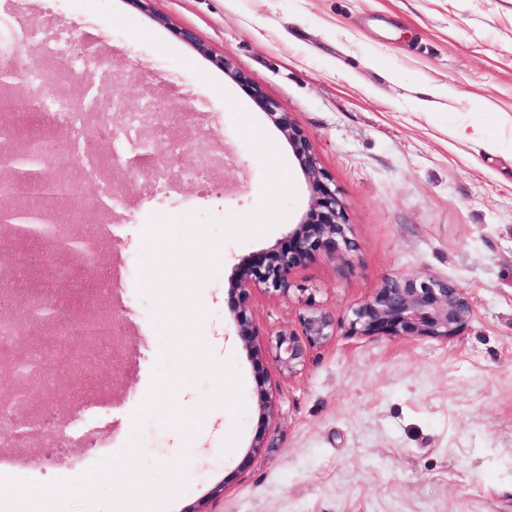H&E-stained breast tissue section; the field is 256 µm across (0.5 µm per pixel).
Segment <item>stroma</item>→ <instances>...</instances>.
Segmentation results:
<instances>
[{
  "label": "stroma",
  "instance_id": "1",
  "mask_svg": "<svg viewBox=\"0 0 512 512\" xmlns=\"http://www.w3.org/2000/svg\"><path fill=\"white\" fill-rule=\"evenodd\" d=\"M0 0L31 42L74 27L98 69L91 84L129 109L198 104L180 163L204 144L231 164L211 188L185 181L136 198L112 229L105 265L129 309L137 352L105 359L110 405L73 413L75 371L57 367L31 411L75 414L98 449L49 441L0 446L32 494L62 489L58 512H512V0ZM190 30L196 46L178 40ZM235 67L309 137L350 224V249L292 273L314 291L253 289L256 353L237 335L227 292L235 268L285 241L310 192L282 133ZM452 281L474 314L449 341L352 336L353 310L386 279ZM333 320L289 375L278 335L310 312ZM224 336L214 350L211 339ZM270 415L256 405L258 390ZM157 409L144 412L145 398ZM182 424L181 442L172 438Z\"/></svg>",
  "mask_w": 512,
  "mask_h": 512
}]
</instances>
